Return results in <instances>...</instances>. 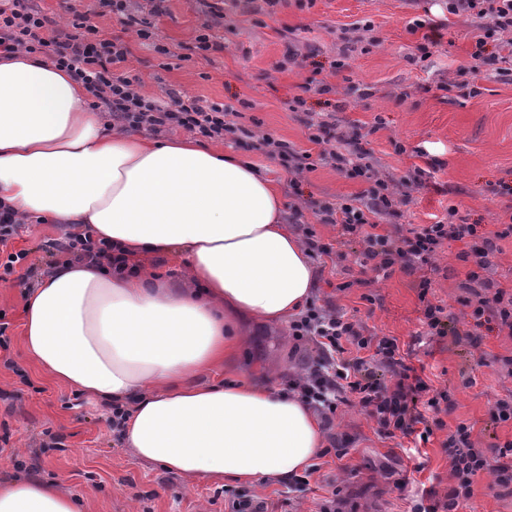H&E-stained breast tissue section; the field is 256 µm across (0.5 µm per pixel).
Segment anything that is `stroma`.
I'll use <instances>...</instances> for the list:
<instances>
[{"mask_svg": "<svg viewBox=\"0 0 512 512\" xmlns=\"http://www.w3.org/2000/svg\"><path fill=\"white\" fill-rule=\"evenodd\" d=\"M39 5L63 30H70L75 15L89 13L102 30L123 35L131 48L128 66L142 78L147 95L161 98L174 88L233 106L240 111V124L316 154L320 147L308 141L300 113L288 108L312 67L279 66L287 50L314 53V67L333 91L327 98L307 94L311 111L338 102L346 107L341 120L377 123L370 141L381 172L399 175L435 159L424 188L403 207L401 223H436L447 217L452 204L482 224L512 209L511 195L493 192L498 181L512 185V77L499 75L497 50L491 46L476 79L478 95L458 89L457 68L472 50L478 21L449 16L448 0H315L309 9L280 0L270 14L263 11L262 0H224V26L214 31L223 37L224 49L206 59L164 57L154 50L158 44L173 49L193 44L203 20L198 0H166L164 13L151 19L153 37L146 41L124 30L118 15L101 12L98 0H39ZM427 17L441 27L431 56L420 62L415 55L422 34L410 26ZM365 18L373 31L359 30ZM343 52L349 66L335 70L332 63ZM448 83L453 86L449 92L444 89ZM398 143L405 153H395ZM418 148L424 157L415 156ZM301 180L304 195L318 199L358 196L366 188L322 163ZM64 230L50 220L28 223L10 247L26 250L29 264L43 272L53 262L48 244ZM460 249L454 243L434 255L428 294L432 302L450 308L458 333L423 345L417 342L423 331L417 274L398 268L387 278L374 279L362 273L359 246L352 242L335 262L319 268L315 287L316 296L331 298L369 332L396 337L411 363L423 367L424 378L450 392L452 402L440 415L443 428L420 448L425 487L440 495L452 484L442 443L458 422L471 425L478 447L512 440V422L497 424L490 417L496 400L512 396V375L501 364L502 358L512 357V335L485 333L477 347L466 340L472 322L458 303L468 271L457 257ZM344 281L349 289L337 292ZM24 290L18 281H0V320L9 324L8 347L0 349V466L60 483L85 498L86 512H229L230 495L271 494L268 485L186 483L138 460L113 431L110 410L50 383L26 356L21 342ZM369 294L375 303L366 302ZM293 346L287 326L255 324L233 366L257 381L276 370L283 387L300 368ZM329 434L337 447H347V455L340 459L331 451L320 457L309 485L290 490L285 512H318L321 500L335 489L341 512H407L409 504L395 482L408 475L412 463L399 440L379 436L375 422L356 405L339 406ZM493 481V472L484 473L458 512H512V495H499Z\"/></svg>", "mask_w": 512, "mask_h": 512, "instance_id": "stroma-1", "label": "stroma"}]
</instances>
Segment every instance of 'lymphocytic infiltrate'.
Listing matches in <instances>:
<instances>
[{"label": "lymphocytic infiltrate", "instance_id": "f902f5d3", "mask_svg": "<svg viewBox=\"0 0 512 512\" xmlns=\"http://www.w3.org/2000/svg\"><path fill=\"white\" fill-rule=\"evenodd\" d=\"M448 12L473 14L481 21L470 60L460 68L464 74L478 73L486 60V46L512 31V0H448ZM72 26V32L60 30L35 0H0V56L23 51L47 58L85 86L95 108L108 112L127 129L182 128L210 139L227 137L236 143H251L290 174L293 195L302 193L299 175L313 171L319 160L345 178L366 183L364 194L354 198H304L302 206L291 207L288 220L301 224L308 210L321 223L339 225L342 236L360 245L361 267L385 275L397 267L420 272L423 323L431 337L452 333L453 314L428 300L430 280L422 270L445 245L462 243L458 257L469 267L470 290L460 303L468 308L473 322L471 343L480 345L485 330L512 333V286L489 276L500 240L512 237V213L497 217L490 227L470 222L452 205L447 220L404 227L396 218L400 207L422 187L423 170L416 167L398 177L383 175L361 123H349L347 131L341 132L325 120L308 122L309 141L322 148L319 157H312L288 141L256 134L239 124V112L231 106L206 105L178 90L169 91L163 100L146 95L139 76L124 68L131 51L120 36L104 32L87 15L76 16ZM51 248L53 254L71 261H95L116 272L129 268L120 247L88 234L63 233ZM288 334L304 345L302 374L290 379L288 388L318 412L323 422H331L339 405L354 399L381 436L425 442L439 426L442 408L451 403L448 390L434 387L407 364L395 337L371 334L360 320L328 311L317 301L307 302L290 322ZM471 433V425L458 423L443 443L450 461L449 491L441 497H415L410 512H457L492 455L499 461L496 487L512 493V440L488 451L475 446Z\"/></svg>", "mask_w": 512, "mask_h": 512}]
</instances>
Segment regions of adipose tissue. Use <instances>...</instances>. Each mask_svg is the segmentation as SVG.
Masks as SVG:
<instances>
[{"instance_id":"adipose-tissue-1","label":"adipose tissue","mask_w":512,"mask_h":512,"mask_svg":"<svg viewBox=\"0 0 512 512\" xmlns=\"http://www.w3.org/2000/svg\"><path fill=\"white\" fill-rule=\"evenodd\" d=\"M0 202L120 246L181 258L179 275L59 263L24 292L22 343L51 383L126 414L133 455L183 481L245 485L310 469L317 415L273 382L204 376L234 359L246 317L283 324L315 269L278 188L246 158L189 137L106 130L87 91L39 55L0 58ZM38 477L0 480V512H83Z\"/></svg>"}]
</instances>
